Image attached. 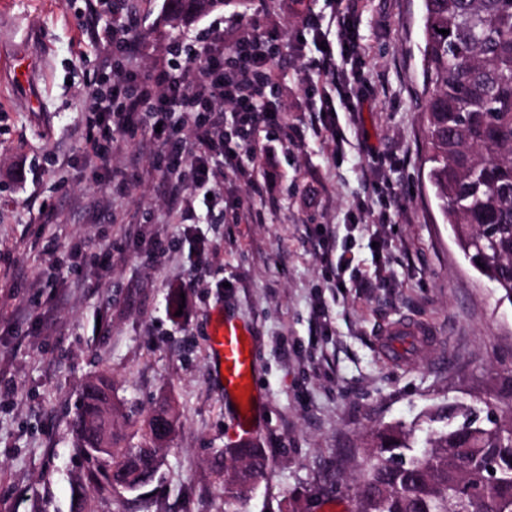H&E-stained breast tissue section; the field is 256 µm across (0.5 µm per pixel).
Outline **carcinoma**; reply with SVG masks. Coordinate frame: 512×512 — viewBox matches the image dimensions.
<instances>
[{
	"label": "carcinoma",
	"mask_w": 512,
	"mask_h": 512,
	"mask_svg": "<svg viewBox=\"0 0 512 512\" xmlns=\"http://www.w3.org/2000/svg\"><path fill=\"white\" fill-rule=\"evenodd\" d=\"M233 0H164L158 26L173 35ZM422 95L425 98V162L438 208L470 265L512 303V0H423ZM445 29L444 36L438 30ZM112 379L95 375L83 384L69 421L72 452L85 462L73 494L90 489L119 498L122 512H149L143 492L160 477L163 445L156 442L155 414H179L162 400L149 414L129 404L102 402ZM512 387L497 401L436 404L424 415L419 440L398 423L372 433L356 478L359 512H512ZM121 417L133 431L114 433ZM237 462L232 477L215 468L225 512H236L266 470L263 450L227 448ZM125 465L130 489L112 485V468Z\"/></svg>",
	"instance_id": "cac0c4a2"
}]
</instances>
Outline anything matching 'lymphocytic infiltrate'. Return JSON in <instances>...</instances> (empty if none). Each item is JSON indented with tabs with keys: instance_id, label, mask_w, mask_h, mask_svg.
<instances>
[{
	"instance_id": "1",
	"label": "lymphocytic infiltrate",
	"mask_w": 512,
	"mask_h": 512,
	"mask_svg": "<svg viewBox=\"0 0 512 512\" xmlns=\"http://www.w3.org/2000/svg\"><path fill=\"white\" fill-rule=\"evenodd\" d=\"M333 15L337 45L321 53L322 67L331 74L337 73L339 62L360 54L352 0L336 6ZM278 52L274 38L262 33L238 39L229 53L218 36L201 53L184 47L181 63L140 78L127 75L111 80L97 99L99 132L86 136L94 158L105 159L101 144L111 141L117 131L137 123L153 128L152 138L158 144L155 167L171 178L168 204L180 211L183 223H195L197 213L186 191L209 194L214 189L216 172L208 155L216 137H222L225 109L239 117L236 138L223 137L228 153L248 146L259 127L280 124L281 108L263 96L265 88L275 83L272 65ZM172 102L193 119V145H186L168 122Z\"/></svg>"
}]
</instances>
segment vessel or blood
<instances>
[{
  "mask_svg": "<svg viewBox=\"0 0 512 512\" xmlns=\"http://www.w3.org/2000/svg\"><path fill=\"white\" fill-rule=\"evenodd\" d=\"M434 334L433 329L413 319H404L391 325L384 333L382 356L391 362L401 361V341L410 337L425 344ZM210 345L216 364L219 390L225 398L240 396L242 403H256L253 392L257 364L251 358L250 332L241 323L225 317H217L210 332Z\"/></svg>",
  "mask_w": 512,
  "mask_h": 512,
  "instance_id": "b4317fda",
  "label": "vessel or blood"
}]
</instances>
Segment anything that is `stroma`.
Wrapping results in <instances>:
<instances>
[{"mask_svg": "<svg viewBox=\"0 0 512 512\" xmlns=\"http://www.w3.org/2000/svg\"><path fill=\"white\" fill-rule=\"evenodd\" d=\"M162 3L138 0V50L123 58L95 39L104 0H0V512H72L68 422L84 381L102 373L120 401L146 413L165 397L180 414L153 512H224L214 463L244 437L215 381L217 310L249 326L258 368L254 440L267 467L239 512H357L371 430L512 385V304L464 259L427 180L423 2L356 0L361 54L340 91L313 39H296L310 15L335 34L330 0L229 5L176 39L156 25ZM216 24L228 47L281 37L274 100L286 120L216 155L217 193L184 224L148 134H116L105 168L86 153L87 118L109 69L168 66L173 42L203 47ZM24 53L37 109L13 81ZM326 98L336 137L307 110ZM382 209L387 223H362ZM107 249L102 272L94 258ZM379 252L387 281L361 287ZM341 255L343 290L329 267ZM403 316L438 338L391 364L377 333Z\"/></svg>", "mask_w": 512, "mask_h": 512, "instance_id": "35a3bbf8", "label": "stroma"}]
</instances>
